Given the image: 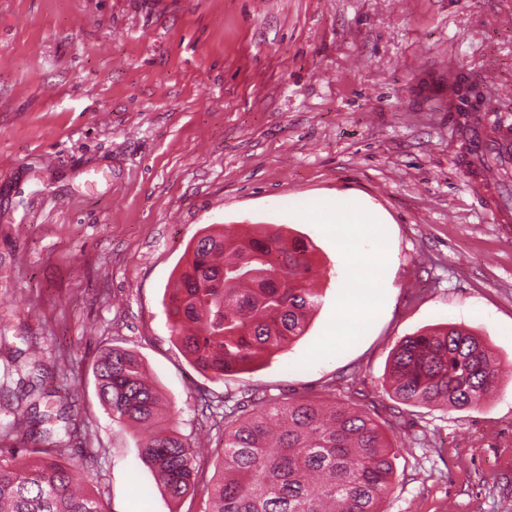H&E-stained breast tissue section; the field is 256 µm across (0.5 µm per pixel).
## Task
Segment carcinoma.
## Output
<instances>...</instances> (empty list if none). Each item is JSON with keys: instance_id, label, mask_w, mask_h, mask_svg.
<instances>
[{"instance_id": "carcinoma-1", "label": "carcinoma", "mask_w": 512, "mask_h": 512, "mask_svg": "<svg viewBox=\"0 0 512 512\" xmlns=\"http://www.w3.org/2000/svg\"><path fill=\"white\" fill-rule=\"evenodd\" d=\"M305 242L272 227L252 235L207 233L193 243L185 267L168 286L171 331L186 356L216 381L244 370L261 351L275 353L303 335L323 294ZM26 372L29 399L12 410L10 432L47 447L35 460L10 450L0 455V512H104L101 503L72 485V468L57 457L79 422L62 404L40 410L52 393L34 383L42 364ZM99 399L118 424L149 431L140 444L143 462L172 500L191 489L194 455L183 438L156 425L161 400L141 361L126 350L103 349L93 366ZM502 375L501 363L475 335L446 325L408 336L392 355L395 399L408 406L477 405ZM252 409L230 404L214 416L224 433V458L208 512H384L396 475L398 449L379 422L351 403L286 402L266 392L250 394Z\"/></svg>"}]
</instances>
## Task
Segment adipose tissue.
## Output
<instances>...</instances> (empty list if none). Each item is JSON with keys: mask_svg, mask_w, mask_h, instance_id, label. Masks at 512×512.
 Masks as SVG:
<instances>
[{"mask_svg": "<svg viewBox=\"0 0 512 512\" xmlns=\"http://www.w3.org/2000/svg\"><path fill=\"white\" fill-rule=\"evenodd\" d=\"M309 214L316 219H326L335 224L337 233L346 234L347 239L340 247L342 263L349 272V284L358 287L367 283L377 282L379 271L369 263L361 253L356 251L351 238L357 237L364 225L375 223L373 214L355 207L353 204L328 206L319 201L311 202Z\"/></svg>", "mask_w": 512, "mask_h": 512, "instance_id": "ef3b65f1", "label": "adipose tissue"}]
</instances>
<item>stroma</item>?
<instances>
[{
  "mask_svg": "<svg viewBox=\"0 0 512 512\" xmlns=\"http://www.w3.org/2000/svg\"><path fill=\"white\" fill-rule=\"evenodd\" d=\"M466 72L512 119V0H0V378L40 347L84 434L65 453L105 512H207L224 438L201 416L263 389L371 412L398 446L384 512H512V226L465 180L448 84ZM315 199L377 213L359 248L382 283L330 346L347 281ZM277 225L313 245L304 336L224 381L175 341L166 288L204 230ZM448 323L484 339L497 388L464 409L396 401L390 357ZM135 353L202 449L172 502L113 423L92 364Z\"/></svg>",
  "mask_w": 512,
  "mask_h": 512,
  "instance_id": "35a3bbf8",
  "label": "stroma"
}]
</instances>
